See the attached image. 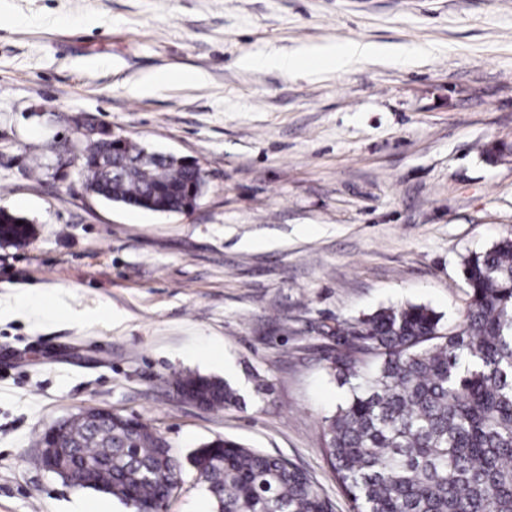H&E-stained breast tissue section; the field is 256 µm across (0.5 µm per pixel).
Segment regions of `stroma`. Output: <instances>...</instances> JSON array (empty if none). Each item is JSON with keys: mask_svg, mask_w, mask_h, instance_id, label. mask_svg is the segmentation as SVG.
Instances as JSON below:
<instances>
[{"mask_svg": "<svg viewBox=\"0 0 512 512\" xmlns=\"http://www.w3.org/2000/svg\"><path fill=\"white\" fill-rule=\"evenodd\" d=\"M350 40L410 53L263 63ZM154 72L171 79L135 94ZM83 121L197 159L196 205L92 194L55 152ZM1 208L34 234L0 244V512H130L32 463L36 434L90 406L169 442L165 512H214L187 461L218 436L350 512L320 444L347 396L330 331L406 303L458 326L464 257L512 235V0H0ZM174 372L227 378L239 402L186 403Z\"/></svg>", "mask_w": 512, "mask_h": 512, "instance_id": "stroma-1", "label": "stroma"}]
</instances>
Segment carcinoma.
<instances>
[{"label": "carcinoma", "mask_w": 512, "mask_h": 512, "mask_svg": "<svg viewBox=\"0 0 512 512\" xmlns=\"http://www.w3.org/2000/svg\"><path fill=\"white\" fill-rule=\"evenodd\" d=\"M143 146L85 142L81 165L100 197L147 211H176L205 185L203 169ZM0 210V242L32 234ZM470 301L450 329L425 305L380 309L332 331L327 373L348 386L325 417L321 449L353 512H512V237L464 258ZM176 392L207 409L237 402L219 377L178 374ZM72 416L59 453L73 476L101 484L125 505L159 507L183 479L180 462L153 427L130 417ZM215 512H330L308 475L288 460L217 438L191 457Z\"/></svg>", "instance_id": "cac0c4a2"}]
</instances>
